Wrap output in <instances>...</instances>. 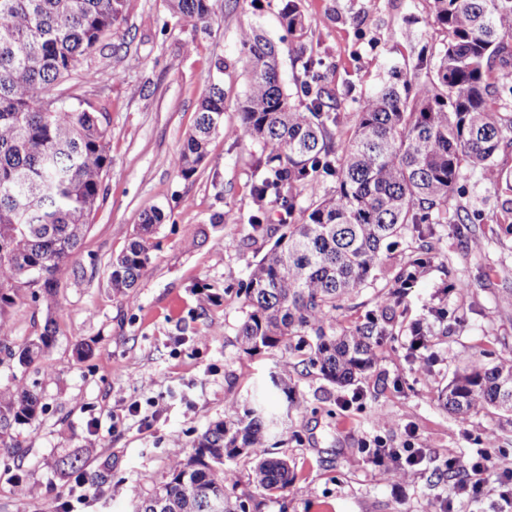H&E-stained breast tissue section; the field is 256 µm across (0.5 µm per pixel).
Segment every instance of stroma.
<instances>
[{"label":"stroma","instance_id":"obj_1","mask_svg":"<svg viewBox=\"0 0 512 512\" xmlns=\"http://www.w3.org/2000/svg\"><path fill=\"white\" fill-rule=\"evenodd\" d=\"M207 31L171 17L165 0H126L112 35L118 53L95 50L67 82V105L87 100L104 112L112 166L92 212L90 231L57 294L58 305L32 302L22 292L0 337L22 346L54 318L52 349L33 366L0 364V386L36 387L45 407L38 421L17 429L27 450L23 463L0 457V512H44L82 491L85 512H134L139 500L169 481V452L194 453V442L230 406L242 405L276 373L286 378L302 411L288 414L277 454L295 466L286 496L255 492L249 467H235L239 492L251 495L254 512H499L497 497L457 496L454 484L435 475L449 458L482 447L495 433L493 451L503 472H512V424L500 412L483 410L458 422L439 402L441 389L470 358L512 354V236L498 234L504 195L492 183L471 179L463 200L487 233L482 250H471L464 230L438 227L435 258L406 297V321L431 325L426 348L410 347L408 332L388 336L374 366L355 384L339 387L301 364L287 346L244 353L237 333L247 309L238 284L271 240L250 242L251 184L258 175V144L216 136L209 155L190 179L171 160L190 133L215 60H224V124L238 123L237 104L246 91L239 60L243 28L262 27L287 40L280 12L287 0H213ZM309 22L305 43L322 58L325 85L333 89L349 137L353 108L385 77L392 63L423 82L419 49L439 45L441 31L428 23V0H297ZM94 71L86 81L85 71ZM167 220L157 230L158 250L140 279L134 299L116 294L109 282L113 257L127 245L151 207ZM224 223H213L214 213ZM412 246L397 238L384 271L346 302L337 327L353 326L377 309L389 291L394 269ZM443 322H435L436 310ZM90 345L78 359L77 344ZM432 373L418 377L420 363ZM99 430H91L92 419ZM424 440L429 455L421 474L401 488L381 481L368 464L362 440L402 447L409 430ZM80 454L84 481L60 472L67 454Z\"/></svg>","mask_w":512,"mask_h":512}]
</instances>
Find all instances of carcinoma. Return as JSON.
<instances>
[{"label":"carcinoma","mask_w":512,"mask_h":512,"mask_svg":"<svg viewBox=\"0 0 512 512\" xmlns=\"http://www.w3.org/2000/svg\"><path fill=\"white\" fill-rule=\"evenodd\" d=\"M125 0H0V323L28 290L47 308L69 274L112 164L107 128L91 104H49L60 85L91 50L103 44L123 14ZM430 20L445 33L432 52L428 81L414 83L395 70L354 110L352 135L343 125L333 91L322 83V59L306 54L308 24L288 0L282 24L294 49L307 55L304 95L295 103L280 77V49L260 29L241 31L240 60L248 77L238 103L234 134L262 148V171L251 187L253 233L276 236L240 289L248 308L239 336L243 352L288 344L300 362L339 386L354 384L375 363V348L396 331L417 272L435 256L437 224H472L471 246L484 232L461 203L466 175L504 187L498 226L512 235V171L497 154L512 145V0H429ZM170 14L207 28L212 0H167ZM192 132L172 159L190 179L224 133V61L214 63ZM331 178L332 193L301 201L303 190ZM288 211V223L271 225L268 204ZM166 215L145 211L126 248L112 260L109 280L125 298L143 276L157 227ZM419 245L390 280L380 310L352 329L336 330L342 302L360 292L383 266L391 240L406 230ZM413 347L429 342V328L409 325ZM56 322L22 348L0 343V353L29 365L49 351ZM287 410L300 411L288 381L271 376ZM444 408L464 422L490 408L512 414V358L476 359L441 391ZM36 389H0V454L22 460L17 428L39 419ZM282 416L254 400L201 433L188 462L171 464V478L144 499L138 512H249L250 498L226 479L237 460H249V483L285 494L295 480L288 460L272 455Z\"/></svg>","instance_id":"carcinoma-1"}]
</instances>
